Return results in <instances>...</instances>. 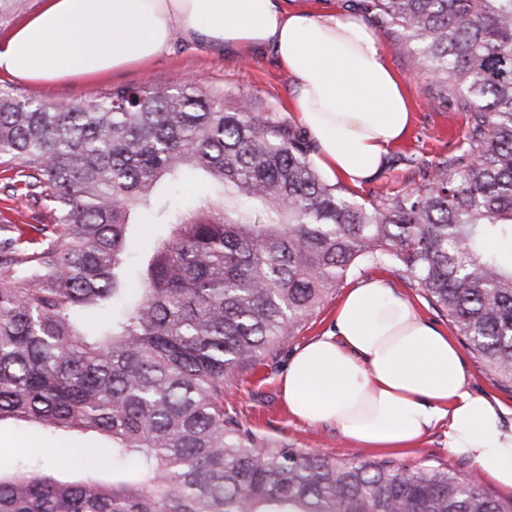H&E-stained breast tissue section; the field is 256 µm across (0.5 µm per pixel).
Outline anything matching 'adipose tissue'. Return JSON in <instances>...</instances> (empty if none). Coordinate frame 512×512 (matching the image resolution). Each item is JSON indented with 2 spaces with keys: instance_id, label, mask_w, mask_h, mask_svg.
I'll list each match as a JSON object with an SVG mask.
<instances>
[{
  "instance_id": "1",
  "label": "adipose tissue",
  "mask_w": 512,
  "mask_h": 512,
  "mask_svg": "<svg viewBox=\"0 0 512 512\" xmlns=\"http://www.w3.org/2000/svg\"><path fill=\"white\" fill-rule=\"evenodd\" d=\"M177 31L271 48L329 179L360 187L409 127V101L376 33L360 18L291 11L283 0H43L0 39V73L38 83L97 77L156 57ZM280 387L294 416L361 446L409 448L447 425L449 453L512 494L503 406L472 392L456 343L383 279L348 290L333 330L291 357Z\"/></svg>"
}]
</instances>
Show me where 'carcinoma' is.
Wrapping results in <instances>:
<instances>
[{
    "label": "carcinoma",
    "instance_id": "cac0c4a2",
    "mask_svg": "<svg viewBox=\"0 0 512 512\" xmlns=\"http://www.w3.org/2000/svg\"><path fill=\"white\" fill-rule=\"evenodd\" d=\"M367 9L470 112L454 173L377 203L324 180L275 114L194 79L60 109L0 87L4 188L54 214L0 239V423L112 457L0 469V512H512L472 474L272 446L224 412V384L366 265L406 273L512 388V247L489 248L512 244V0ZM143 212L168 232L133 285Z\"/></svg>",
    "mask_w": 512,
    "mask_h": 512
}]
</instances>
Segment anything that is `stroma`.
Returning <instances> with one entry per match:
<instances>
[{
    "label": "stroma",
    "mask_w": 512,
    "mask_h": 512,
    "mask_svg": "<svg viewBox=\"0 0 512 512\" xmlns=\"http://www.w3.org/2000/svg\"><path fill=\"white\" fill-rule=\"evenodd\" d=\"M289 6H307L317 11L345 12L375 30L386 61L402 81L409 97L414 121L403 141L394 148L386 168L356 190L357 198L378 200L404 191L423 181L424 170L437 163H453L460 155L468 134L469 114L444 93L429 75L410 63L408 46L400 31L381 27L368 14L363 0H288ZM196 79L207 89H217L251 99L259 112L276 113L290 126L298 121L290 107L292 78L281 69L270 49L239 50L221 44L196 42L173 34L167 48L153 61L100 76L91 82L71 80L55 84H34L18 78L2 77L0 85L19 93L51 102L93 100L109 88L140 86L146 83H174L182 78ZM49 208L24 194H0V226L48 224ZM372 276L384 277L411 301L419 317L443 332H450L447 318L433 310L418 292L410 288L404 273L396 266L364 267L349 276L342 287L324 297L319 308L287 337L275 352L240 373L224 388V410L239 423L273 443L322 454H350L359 458H390L408 466L442 465L461 473L476 470L474 462L448 452L447 425H439L424 442L413 448H361L351 444L335 427L310 424L296 418L282 399L279 377L296 349L331 330L336 306L346 289ZM462 363L473 392L501 403L504 421L512 424V392L501 388L469 352H462ZM58 439L36 438L22 426L0 424V467L13 469L25 463H48V449Z\"/></svg>",
    "instance_id": "35a3bbf8"
}]
</instances>
